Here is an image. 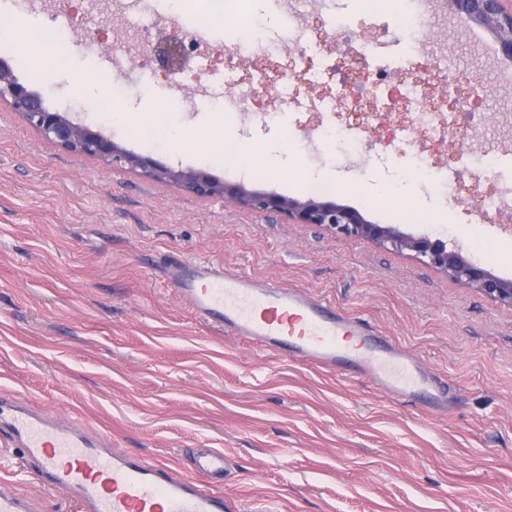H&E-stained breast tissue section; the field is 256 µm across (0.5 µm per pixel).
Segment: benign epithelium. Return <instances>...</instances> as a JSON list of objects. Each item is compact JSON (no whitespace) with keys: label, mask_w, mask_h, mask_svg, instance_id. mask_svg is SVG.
<instances>
[{"label":"benign epithelium","mask_w":512,"mask_h":512,"mask_svg":"<svg viewBox=\"0 0 512 512\" xmlns=\"http://www.w3.org/2000/svg\"><path fill=\"white\" fill-rule=\"evenodd\" d=\"M446 4L459 24L489 29L498 40L501 52L512 58V0H446ZM1 101L8 102L44 138L68 151L97 157L109 167L126 166L153 180L174 182L198 196L219 197L256 212L275 211L290 224H319L347 238L371 241L396 251H411L420 261L457 283L512 308V281L489 274L458 250H449L445 244L433 243L426 237L403 233L392 225L371 224L356 210L333 201L300 200L251 191L242 183L223 182L203 171L176 170L160 164L50 109L42 96L19 82L3 61H0Z\"/></svg>","instance_id":"benign-epithelium-1"}]
</instances>
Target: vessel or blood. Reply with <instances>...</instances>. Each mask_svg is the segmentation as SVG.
Wrapping results in <instances>:
<instances>
[{
    "label": "vessel or blood",
    "mask_w": 512,
    "mask_h": 512,
    "mask_svg": "<svg viewBox=\"0 0 512 512\" xmlns=\"http://www.w3.org/2000/svg\"><path fill=\"white\" fill-rule=\"evenodd\" d=\"M169 274L178 296L227 335L328 370L351 367L385 393L424 392L433 406L447 403L417 360L395 344L377 341L373 331L329 301L214 263L176 260ZM0 429L9 431L10 445L20 449L23 460L36 463L37 479L68 492L80 512L230 510L223 494L206 484L224 469L225 456L218 449L202 450L195 475L173 474L163 464L109 449L104 434L31 410L4 392Z\"/></svg>",
    "instance_id": "obj_1"
}]
</instances>
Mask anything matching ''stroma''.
Here are the masks:
<instances>
[{
	"label": "stroma",
	"instance_id": "obj_1",
	"mask_svg": "<svg viewBox=\"0 0 512 512\" xmlns=\"http://www.w3.org/2000/svg\"><path fill=\"white\" fill-rule=\"evenodd\" d=\"M302 14L289 0H229L224 27L171 56L186 40L185 19L199 0H177L168 16L102 9L94 0H0V60L46 105L113 137L128 150L176 169H201L248 189L309 197L297 168L344 174L337 203L366 220L428 235L490 273L512 280V216L484 209L483 194L512 183L462 172L443 198L463 138L481 137L512 155V58L485 28L457 27L438 0L422 16L431 48L447 59V85L466 97L448 133L406 141L397 105L353 120L354 86L371 88L376 62L366 42L396 45L400 15L368 0H334ZM317 29L301 46L271 57L247 44L275 40L266 14ZM54 26L75 41L52 71L32 62L27 35ZM125 59L129 112L150 124L97 109L111 94L113 56ZM97 69L100 91L82 72ZM272 115L213 123L217 105L238 89ZM287 92L280 102L279 92ZM196 127L203 143L172 147V124ZM347 142L308 150L322 129ZM231 128L238 139L285 145L296 169L243 170L209 150ZM432 166L422 170L418 156ZM387 180L404 196L374 195ZM447 221L430 224L426 215ZM209 261L261 280L301 288L365 320L421 360L448 390V410L386 396L369 378L328 371L226 335L191 311L168 278L173 259ZM53 416L70 414L104 432L112 447L174 473L192 472L195 449L230 456L216 490L244 512H512V309L463 287L407 252L291 224L215 197H200L138 172L47 141L0 102V389ZM0 432V482L31 499L35 512H74L64 493L45 488L33 462H21Z\"/></svg>",
	"mask_w": 512,
	"mask_h": 512
}]
</instances>
